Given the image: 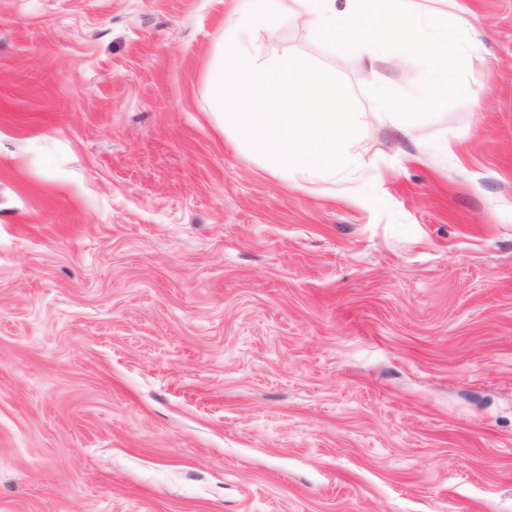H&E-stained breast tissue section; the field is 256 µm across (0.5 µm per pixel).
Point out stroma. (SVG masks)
Here are the masks:
<instances>
[{"instance_id":"stroma-1","label":"stroma","mask_w":512,"mask_h":512,"mask_svg":"<svg viewBox=\"0 0 512 512\" xmlns=\"http://www.w3.org/2000/svg\"><path fill=\"white\" fill-rule=\"evenodd\" d=\"M458 2L416 144L252 30L356 100L325 192L224 133L237 0H0V512H512V0Z\"/></svg>"}]
</instances>
